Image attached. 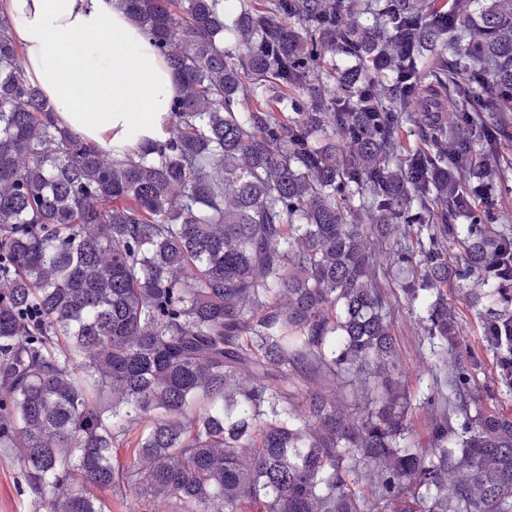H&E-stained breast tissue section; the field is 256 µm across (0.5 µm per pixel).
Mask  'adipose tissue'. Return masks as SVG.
<instances>
[{
  "instance_id": "ef3b65f1",
  "label": "adipose tissue",
  "mask_w": 512,
  "mask_h": 512,
  "mask_svg": "<svg viewBox=\"0 0 512 512\" xmlns=\"http://www.w3.org/2000/svg\"><path fill=\"white\" fill-rule=\"evenodd\" d=\"M0 14L59 124L108 151L165 140L176 80L119 0H0Z\"/></svg>"
}]
</instances>
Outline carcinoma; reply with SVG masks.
Returning <instances> with one entry per match:
<instances>
[{
  "label": "carcinoma",
  "mask_w": 512,
  "mask_h": 512,
  "mask_svg": "<svg viewBox=\"0 0 512 512\" xmlns=\"http://www.w3.org/2000/svg\"><path fill=\"white\" fill-rule=\"evenodd\" d=\"M436 2L122 0L177 82L122 158L0 17V454L33 512H512V213L474 202L512 175V8ZM383 267L454 353L422 443ZM448 286L494 304L485 386Z\"/></svg>",
  "instance_id": "obj_1"
}]
</instances>
